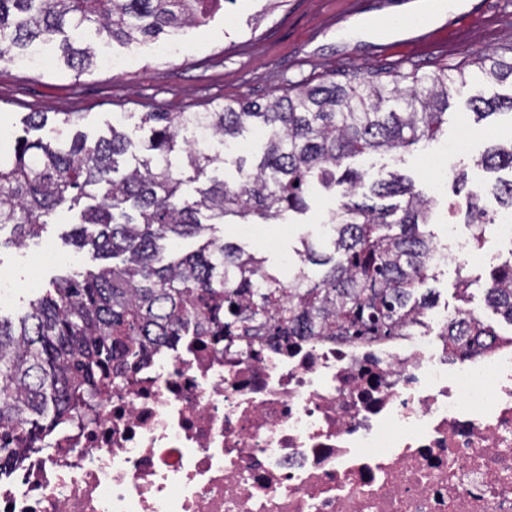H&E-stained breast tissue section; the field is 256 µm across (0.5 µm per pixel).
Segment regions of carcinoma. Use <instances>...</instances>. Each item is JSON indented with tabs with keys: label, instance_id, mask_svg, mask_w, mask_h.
Here are the masks:
<instances>
[{
	"label": "carcinoma",
	"instance_id": "cac0c4a2",
	"mask_svg": "<svg viewBox=\"0 0 512 512\" xmlns=\"http://www.w3.org/2000/svg\"><path fill=\"white\" fill-rule=\"evenodd\" d=\"M214 2L0 0V65L32 57L61 35L60 64L78 80L98 63L97 49L82 41L85 29L141 45L205 25ZM472 65L474 76L448 64L423 76L391 72L386 82L355 72L343 85L304 84L263 103L143 112L134 124L143 133L140 158L123 173L117 157L134 145L124 123L90 141L76 130L77 112L28 113L27 127L48 126L51 136L0 148V230L11 227L9 243L25 247L66 205L79 209L71 244L121 263L81 280L60 277L16 321L0 318V471L112 387L113 362L145 358L190 323L208 325L212 336L252 323L276 333L335 328L348 336L390 335L426 308L422 287L435 277V242L424 226L435 198L396 172L367 186L365 173L343 163L436 139L448 123L451 91L475 76L487 84L512 79V44L476 56ZM409 78L413 86L401 87ZM469 105L483 121L502 110L512 114V95L473 96ZM251 128L261 133L263 152L252 166L239 167L236 183L210 179L195 195L183 194L186 182L223 164L224 154L180 139L181 131L227 145ZM476 164L512 169V138ZM315 185L341 188L342 203L328 217V250L304 243L297 288H282L264 259L215 237L176 260L168 257V244L197 237L228 216L276 224L287 211L302 212ZM495 189L512 211V179ZM395 197L401 201L384 204ZM309 265L324 267L320 279L309 276ZM256 282L267 288L254 289ZM487 283V303L512 324V252ZM472 331L471 323L451 321L448 342L456 347Z\"/></svg>",
	"mask_w": 512,
	"mask_h": 512
}]
</instances>
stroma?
<instances>
[{"mask_svg": "<svg viewBox=\"0 0 512 512\" xmlns=\"http://www.w3.org/2000/svg\"><path fill=\"white\" fill-rule=\"evenodd\" d=\"M416 8L415 0H364L363 18L371 28L363 31L350 18L353 0H217L208 25L181 31L173 52L163 51L158 43L125 47L96 38L98 49L122 60L123 66L115 70L103 65L78 80L58 65L49 49L46 64L0 66V138L7 140L20 132L30 112L82 113L80 128L94 138L122 114L201 112L211 102L239 98L262 102L323 78L345 82L346 72L353 69L364 74L414 70L424 75L443 63L468 65L478 54L512 43V25L499 15L495 0H466L463 8L420 19L415 16ZM414 24L431 29L433 44L423 46L387 34L388 29ZM483 90L477 83L469 94L450 97L444 132L426 148L395 157L361 155L346 162L347 167L366 172L372 181L399 172L423 195L434 197L437 207L426 231L437 243L446 242L449 225L463 219L462 212L453 207L458 197L455 171H464L469 184L482 187L484 205L490 211L500 208L494 185L512 178V171L488 172L475 165L492 137L512 136V115L493 118L491 137L475 136L465 150L456 148L462 130L476 125L468 97ZM429 152L440 157V171L426 170L423 160ZM307 203L305 212L286 213L284 223L261 225L255 235L246 234L243 225L230 217L215 225L213 233L265 258L267 268L287 281L299 263L297 252L303 241H320L321 224L340 198L320 187ZM77 220L76 212L60 210L27 247L0 248V280L9 285L7 299L0 302L1 316L15 317L49 288L55 276L81 275L99 267L89 250H76L63 240ZM46 245L54 259L37 261ZM491 269L488 262L469 269L471 286L463 304L455 296V266L438 270L431 286L439 302L464 306L485 324L506 332L512 325L494 314L484 298Z\"/></svg>", "mask_w": 512, "mask_h": 512, "instance_id": "stroma-1", "label": "stroma"}]
</instances>
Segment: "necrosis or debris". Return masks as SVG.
<instances>
[{
    "mask_svg": "<svg viewBox=\"0 0 512 512\" xmlns=\"http://www.w3.org/2000/svg\"><path fill=\"white\" fill-rule=\"evenodd\" d=\"M448 228L434 268L482 260ZM189 330L0 473V512H512V333Z\"/></svg>",
    "mask_w": 512,
    "mask_h": 512,
    "instance_id": "1",
    "label": "necrosis or debris"
}]
</instances>
